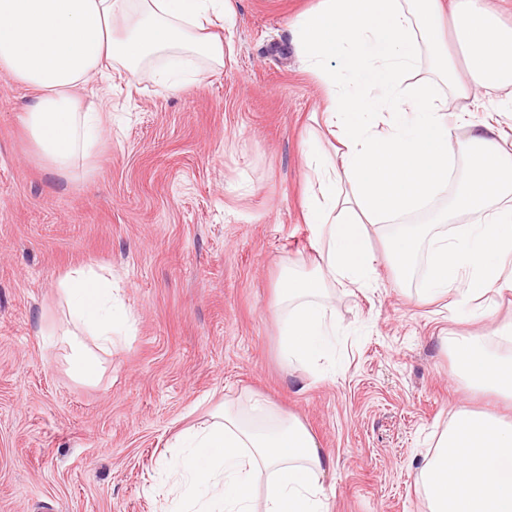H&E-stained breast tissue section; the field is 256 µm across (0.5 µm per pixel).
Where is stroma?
I'll list each match as a JSON object with an SVG mask.
<instances>
[{
    "mask_svg": "<svg viewBox=\"0 0 512 512\" xmlns=\"http://www.w3.org/2000/svg\"><path fill=\"white\" fill-rule=\"evenodd\" d=\"M316 2L230 0L224 67L187 89L93 77L81 93L100 101L104 136L70 177L36 153L20 121L33 93L0 70V512H166L175 436L250 395L315 436L329 512H428L417 473L452 413L512 421V401L457 375L453 345L479 335L512 353L494 334L512 292L491 319L420 299L427 252L400 276L386 224L370 229L371 286L333 288L334 356L281 364L277 285L316 266L308 158L331 150L325 90L290 27ZM501 97L445 99L449 190L475 123L492 112L512 128ZM83 266L129 317L92 384L49 341L65 325L59 281Z\"/></svg>",
    "mask_w": 512,
    "mask_h": 512,
    "instance_id": "1",
    "label": "stroma"
}]
</instances>
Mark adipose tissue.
Wrapping results in <instances>:
<instances>
[{
	"mask_svg": "<svg viewBox=\"0 0 512 512\" xmlns=\"http://www.w3.org/2000/svg\"><path fill=\"white\" fill-rule=\"evenodd\" d=\"M215 20L233 26L229 0H0V69L34 93L21 121L37 154L60 172L93 155L101 109L75 90L98 74L147 67L162 89L178 91L203 69L223 66L224 40L208 31ZM294 28L308 70L326 89L324 122L338 145L334 157L310 158L317 188L305 220L314 227L317 271L279 284L287 365L330 356L336 315L328 288L339 277L368 284L376 262L370 226L400 223L447 194L455 149L434 80L463 98L512 85V27L487 0H320ZM338 56L341 74L330 66ZM425 60L432 80L403 90L401 77ZM482 126L452 208H494L493 222L429 236V298L468 303L512 291V153L495 118ZM59 284L73 325L62 340L75 373L95 382L96 353L111 349L126 313L94 270H70ZM457 354L469 384L512 396V358L492 355L480 336ZM177 442L184 485L171 512H328L314 437L266 399L251 397L243 411L224 405ZM434 447L419 474L429 512H512V422L459 411Z\"/></svg>",
	"mask_w": 512,
	"mask_h": 512,
	"instance_id": "1",
	"label": "adipose tissue"
}]
</instances>
